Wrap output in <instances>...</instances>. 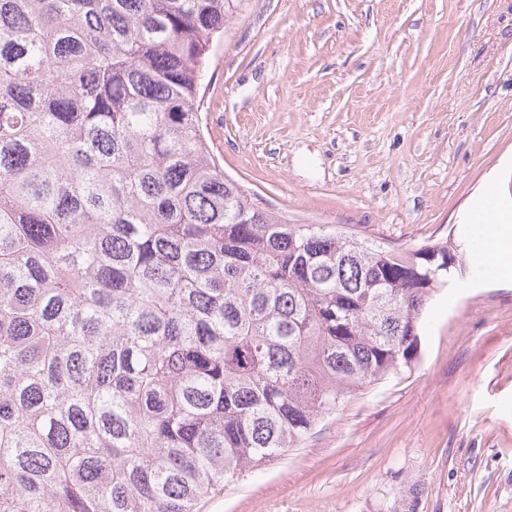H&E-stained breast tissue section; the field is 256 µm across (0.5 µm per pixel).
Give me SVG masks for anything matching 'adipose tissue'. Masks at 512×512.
Returning <instances> with one entry per match:
<instances>
[{
  "label": "adipose tissue",
  "instance_id": "1",
  "mask_svg": "<svg viewBox=\"0 0 512 512\" xmlns=\"http://www.w3.org/2000/svg\"><path fill=\"white\" fill-rule=\"evenodd\" d=\"M472 267L476 276L512 277V222L496 208L477 209L471 221Z\"/></svg>",
  "mask_w": 512,
  "mask_h": 512
}]
</instances>
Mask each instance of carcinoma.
Wrapping results in <instances>:
<instances>
[{
  "label": "carcinoma",
  "mask_w": 512,
  "mask_h": 512,
  "mask_svg": "<svg viewBox=\"0 0 512 512\" xmlns=\"http://www.w3.org/2000/svg\"><path fill=\"white\" fill-rule=\"evenodd\" d=\"M235 0H0V512H198L411 367L464 242L290 224L224 176Z\"/></svg>",
  "instance_id": "obj_1"
}]
</instances>
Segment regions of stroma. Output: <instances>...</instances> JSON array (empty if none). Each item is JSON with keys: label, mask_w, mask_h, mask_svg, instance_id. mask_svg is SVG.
<instances>
[{"label": "stroma", "mask_w": 512, "mask_h": 512, "mask_svg": "<svg viewBox=\"0 0 512 512\" xmlns=\"http://www.w3.org/2000/svg\"><path fill=\"white\" fill-rule=\"evenodd\" d=\"M203 129L292 224L408 251L512 176V0H244ZM199 512H512V279L428 305L410 369Z\"/></svg>", "instance_id": "stroma-1"}]
</instances>
